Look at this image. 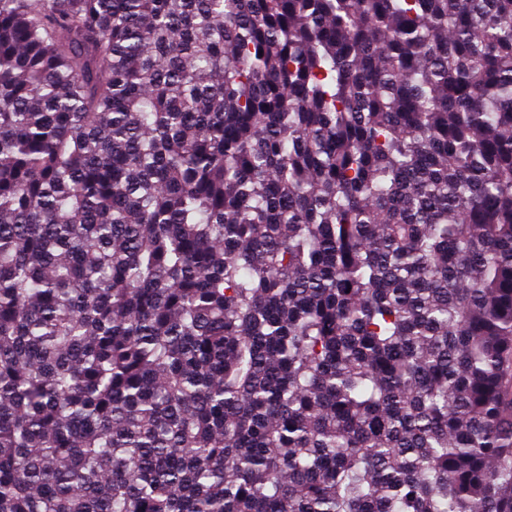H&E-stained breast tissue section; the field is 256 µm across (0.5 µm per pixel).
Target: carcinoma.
<instances>
[{"label": "carcinoma", "mask_w": 512, "mask_h": 512, "mask_svg": "<svg viewBox=\"0 0 512 512\" xmlns=\"http://www.w3.org/2000/svg\"><path fill=\"white\" fill-rule=\"evenodd\" d=\"M0 512H512V0H0Z\"/></svg>", "instance_id": "1"}]
</instances>
